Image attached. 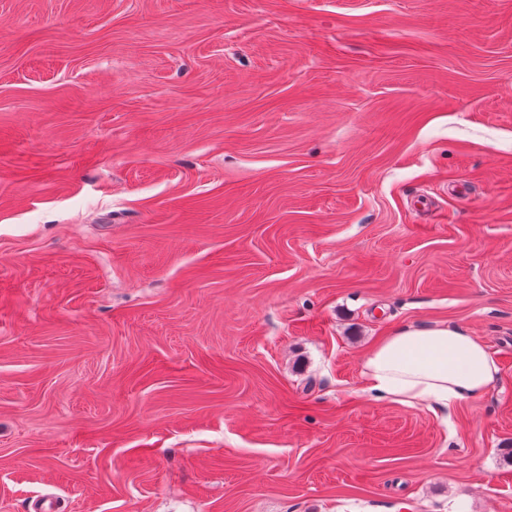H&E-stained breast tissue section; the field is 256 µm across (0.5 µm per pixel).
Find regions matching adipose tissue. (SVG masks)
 <instances>
[{"label": "adipose tissue", "mask_w": 512, "mask_h": 512, "mask_svg": "<svg viewBox=\"0 0 512 512\" xmlns=\"http://www.w3.org/2000/svg\"><path fill=\"white\" fill-rule=\"evenodd\" d=\"M499 366L482 342L463 328L407 327L366 354V390L375 399L445 408L483 395Z\"/></svg>", "instance_id": "adipose-tissue-1"}]
</instances>
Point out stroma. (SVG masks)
Here are the masks:
<instances>
[{"instance_id":"stroma-1","label":"stroma","mask_w":512,"mask_h":512,"mask_svg":"<svg viewBox=\"0 0 512 512\" xmlns=\"http://www.w3.org/2000/svg\"><path fill=\"white\" fill-rule=\"evenodd\" d=\"M463 328L479 399L363 392ZM512 512V0H0V512ZM499 366L463 328L407 327L385 336L366 354V391L377 400L443 408L483 395Z\"/></svg>"}]
</instances>
